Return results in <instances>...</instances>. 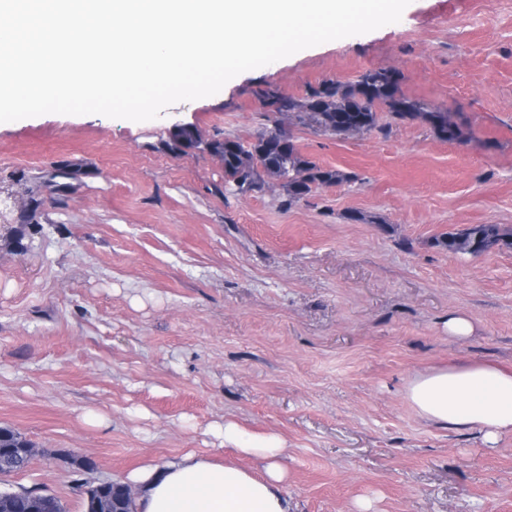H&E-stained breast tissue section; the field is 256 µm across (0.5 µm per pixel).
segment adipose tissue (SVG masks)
<instances>
[{
    "mask_svg": "<svg viewBox=\"0 0 512 512\" xmlns=\"http://www.w3.org/2000/svg\"><path fill=\"white\" fill-rule=\"evenodd\" d=\"M405 398L423 421L478 431L487 445L512 434V366L469 361L418 373ZM213 434L236 455L260 461L262 473L190 451L130 474L136 512H293L279 435L252 433L230 419Z\"/></svg>",
    "mask_w": 512,
    "mask_h": 512,
    "instance_id": "1",
    "label": "adipose tissue"
}]
</instances>
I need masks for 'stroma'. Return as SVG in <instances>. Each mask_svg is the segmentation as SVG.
Wrapping results in <instances>:
<instances>
[{"instance_id":"obj_1","label":"stroma","mask_w":512,"mask_h":512,"mask_svg":"<svg viewBox=\"0 0 512 512\" xmlns=\"http://www.w3.org/2000/svg\"><path fill=\"white\" fill-rule=\"evenodd\" d=\"M374 69L463 139L387 112L354 135L291 124L304 155L348 176L294 203L278 186L229 195L218 156L169 148L177 125L252 141L279 120L257 91ZM59 167L64 192L46 181ZM470 224L512 228V0H411L399 22L145 122L0 123V426L37 450L0 487L82 512L89 483L140 465L236 459L210 433L231 419L283 438L295 512H512V434L487 447L404 397L451 361L512 365V248L436 244ZM455 313L471 338L449 337Z\"/></svg>"}]
</instances>
